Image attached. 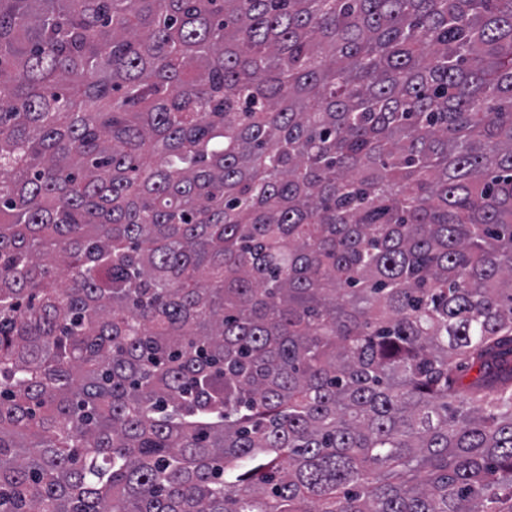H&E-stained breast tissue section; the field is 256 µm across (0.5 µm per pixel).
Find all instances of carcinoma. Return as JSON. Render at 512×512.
Here are the masks:
<instances>
[{"mask_svg":"<svg viewBox=\"0 0 512 512\" xmlns=\"http://www.w3.org/2000/svg\"><path fill=\"white\" fill-rule=\"evenodd\" d=\"M4 75L0 512H512V0H0Z\"/></svg>","mask_w":512,"mask_h":512,"instance_id":"carcinoma-1","label":"carcinoma"}]
</instances>
